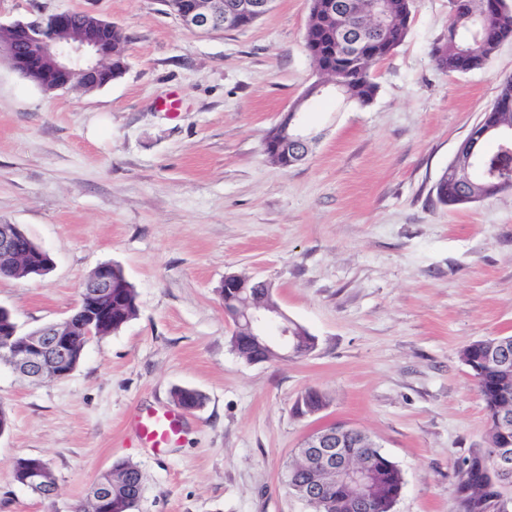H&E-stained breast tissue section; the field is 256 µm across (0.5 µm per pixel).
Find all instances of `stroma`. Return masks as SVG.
<instances>
[{
  "instance_id": "1",
  "label": "stroma",
  "mask_w": 512,
  "mask_h": 512,
  "mask_svg": "<svg viewBox=\"0 0 512 512\" xmlns=\"http://www.w3.org/2000/svg\"><path fill=\"white\" fill-rule=\"evenodd\" d=\"M67 11L124 30L125 70L48 92L0 52V224L53 260L44 277L0 278V306L25 331L63 321L111 262L139 312L91 339L66 378L0 366V512H72L122 460L144 476L134 512H310L284 473L304 437L335 421L401 469L393 512H461L455 468L489 423L460 352L512 335V190L449 208L435 186L512 76V41L479 69L441 70L430 52L448 36L449 0H415L361 107L303 97L318 78L309 0L205 35L163 0H0L4 23ZM297 103L312 143L283 168L263 138ZM229 274L270 282L316 349L241 359L218 293ZM176 387L203 407L166 448L143 447L136 417L173 408ZM310 388L329 406L295 415ZM29 456L50 464L52 500L13 481Z\"/></svg>"
}]
</instances>
